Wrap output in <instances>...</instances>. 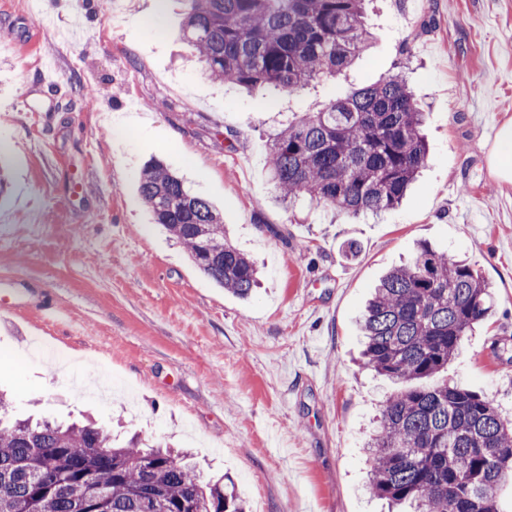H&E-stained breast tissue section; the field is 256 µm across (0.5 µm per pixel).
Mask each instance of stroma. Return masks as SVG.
Segmentation results:
<instances>
[{
	"mask_svg": "<svg viewBox=\"0 0 512 512\" xmlns=\"http://www.w3.org/2000/svg\"><path fill=\"white\" fill-rule=\"evenodd\" d=\"M0 0V390L17 413L95 418L195 453L248 512H387L365 444L394 384L363 366L358 321L426 242L475 265L492 317L439 373L512 420V185L487 165L512 118V0H368L374 39L344 75L269 103L203 79L183 0ZM87 35L70 39L76 24ZM53 61L56 90L39 69ZM404 72L429 159L400 207L352 219L275 200L267 144L288 117ZM160 160L219 212L261 283L216 286L139 193ZM358 246L347 255V243ZM48 299L58 322L33 303Z\"/></svg>",
	"mask_w": 512,
	"mask_h": 512,
	"instance_id": "35a3bbf8",
	"label": "stroma"
}]
</instances>
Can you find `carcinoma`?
I'll list each match as a JSON object with an SVG mask.
<instances>
[{"label": "carcinoma", "instance_id": "1", "mask_svg": "<svg viewBox=\"0 0 512 512\" xmlns=\"http://www.w3.org/2000/svg\"><path fill=\"white\" fill-rule=\"evenodd\" d=\"M184 2L183 34L205 75L269 98L336 75L372 38L365 0ZM424 119L398 72L288 120L268 143L279 200L352 217L398 207L427 160ZM140 192L207 278L251 295L257 266L226 240L207 200L160 162L143 169ZM493 308L474 265L426 243L375 287L360 321L364 365L404 389L384 403L368 444L373 495L413 512H497L496 489L512 480V424L466 387L417 385L448 367ZM12 410L0 397V512H244L234 482L203 480L187 454Z\"/></svg>", "mask_w": 512, "mask_h": 512}]
</instances>
